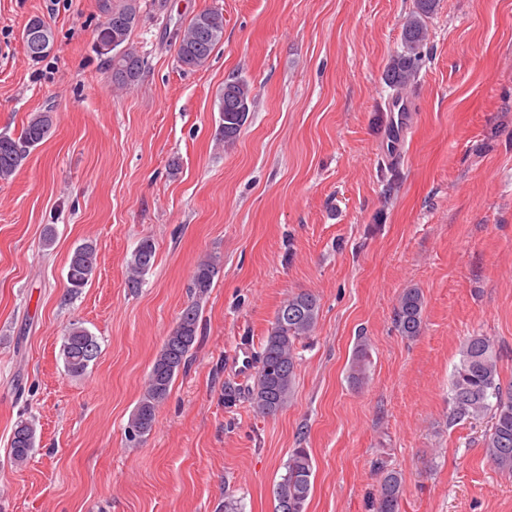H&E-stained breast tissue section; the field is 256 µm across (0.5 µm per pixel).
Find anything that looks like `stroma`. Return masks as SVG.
<instances>
[{
  "instance_id": "35a3bbf8",
  "label": "stroma",
  "mask_w": 512,
  "mask_h": 512,
  "mask_svg": "<svg viewBox=\"0 0 512 512\" xmlns=\"http://www.w3.org/2000/svg\"><path fill=\"white\" fill-rule=\"evenodd\" d=\"M108 2L0 0V134L56 117L0 182V512H274L299 446L314 462L307 512H374L384 468L403 479L399 512H512L488 419L448 421L468 337L494 340L512 382V0H437L394 161L384 73L415 0H140L147 67L123 91L92 49ZM206 8L223 12L224 40L189 71L175 31ZM33 16L54 34L38 62L22 40ZM233 74L253 92L227 148ZM144 237L156 261L134 291L127 261ZM86 241L97 271L74 295L67 265ZM211 256L222 268L201 296L192 277ZM410 288L424 301L412 339L394 322ZM300 292L320 310L291 400L265 417L225 400V384L254 383L234 356L254 355ZM193 302L188 366L151 433L129 441L152 362ZM72 323L100 345L80 378L61 354ZM22 416L37 435L19 469L8 448Z\"/></svg>"
}]
</instances>
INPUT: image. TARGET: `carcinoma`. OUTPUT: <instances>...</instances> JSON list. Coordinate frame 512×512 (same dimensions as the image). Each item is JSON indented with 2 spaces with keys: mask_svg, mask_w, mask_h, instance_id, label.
Returning a JSON list of instances; mask_svg holds the SVG:
<instances>
[{
  "mask_svg": "<svg viewBox=\"0 0 512 512\" xmlns=\"http://www.w3.org/2000/svg\"><path fill=\"white\" fill-rule=\"evenodd\" d=\"M435 3L436 0H416L414 10L404 21L403 51L392 59L384 74L388 86L399 93L414 81L420 50L427 38L426 18L433 14ZM128 8V0H116L107 8L106 20L94 33L95 50L108 56L112 84L119 88L134 85L145 69V57L131 40L138 21H129ZM223 39L224 14L221 11L206 9L194 15L184 29L176 33L178 63L187 70L205 66ZM251 92L250 84L238 76L224 80V105L233 103L240 108L238 112L224 113V127L219 135L226 145L236 141L245 124ZM54 121L53 112H36L28 118L19 135H0V181L9 180L31 150L44 142ZM155 257L153 241L142 239L127 262L128 287L141 286L142 277L153 267ZM96 266L93 243L85 242L74 249L66 271L71 293L77 294L88 285ZM219 273L218 260L210 257L201 261L194 271L193 288L200 295L208 292ZM318 316V300L306 292L292 295L278 310L256 355L254 384L248 390V401L255 413L274 415L292 397L298 344L312 335ZM198 320L197 305L187 306L175 329L163 341L149 371L145 391L128 420L129 440L137 441L152 431L158 407L168 398L175 376L188 365L197 339ZM394 321L402 335L408 338L419 335L423 297L418 289L411 288L402 294ZM98 352L97 337L85 327L73 323L65 330L62 355L69 376L85 375ZM367 360V344L362 341L357 344L352 361V380L360 383L365 379ZM498 361L496 345L490 337L475 335L466 341L451 379L448 424L490 416L491 425L484 434L486 454L499 470L512 473V385L506 386L501 381ZM35 442V420L17 421L10 440L11 462L17 467L25 466L32 458ZM313 479L314 464L309 450L293 449L285 464V474L275 488V512H306ZM404 493L400 474L392 470L384 472L375 499V512H399Z\"/></svg>",
  "mask_w": 512,
  "mask_h": 512,
  "instance_id": "obj_1",
  "label": "carcinoma"
}]
</instances>
